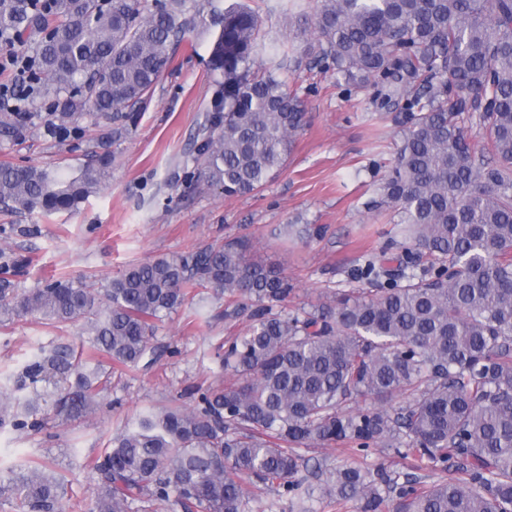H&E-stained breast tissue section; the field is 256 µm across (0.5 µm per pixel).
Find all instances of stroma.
<instances>
[{
  "mask_svg": "<svg viewBox=\"0 0 512 512\" xmlns=\"http://www.w3.org/2000/svg\"><path fill=\"white\" fill-rule=\"evenodd\" d=\"M313 2L253 0L252 5L264 30L288 42L303 60L316 40L309 20ZM210 51V36L190 33L132 123L85 118L60 134L47 109L22 118L0 111V163L74 177L95 154H112L107 179L75 211L43 216L0 206V252L24 263L12 279L17 290L58 278L101 290L129 265L189 256L235 240L247 241L251 258L280 267L293 283L281 314L331 304L338 292L362 287L352 276L359 257L390 241V214L373 202L401 143V124L382 109L376 87L354 89L303 64L289 68L280 77L299 98L304 126L291 139L284 167L258 192L224 196L191 177L218 90ZM306 225L317 230L307 240L298 234ZM229 303L210 289L188 296L160 323L137 366L113 369L95 412L64 420L49 411L39 429L0 428V470L42 467L62 478L66 512H87L90 464L113 436L143 413L190 410L202 392L237 384L218 355L229 338L246 334L250 320L226 319ZM59 342L77 345L88 362L106 358L91 344L85 320L0 321V385L19 373L38 347ZM299 453L312 462L403 466L393 451L381 448L363 457L338 444H312Z\"/></svg>",
  "mask_w": 512,
  "mask_h": 512,
  "instance_id": "35a3bbf8",
  "label": "stroma"
}]
</instances>
